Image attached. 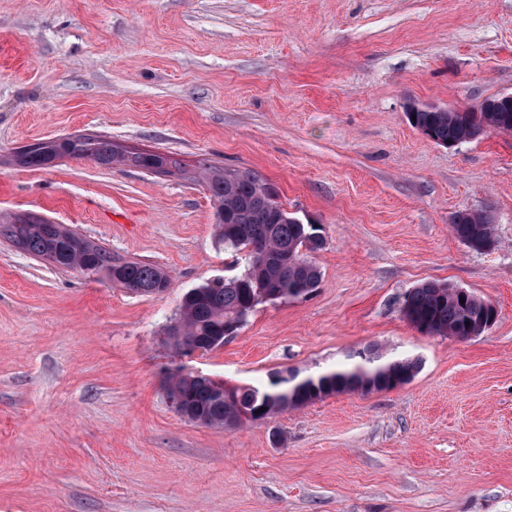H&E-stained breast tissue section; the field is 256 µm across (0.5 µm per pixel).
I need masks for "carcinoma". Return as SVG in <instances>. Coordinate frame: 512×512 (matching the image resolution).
<instances>
[{"mask_svg":"<svg viewBox=\"0 0 512 512\" xmlns=\"http://www.w3.org/2000/svg\"><path fill=\"white\" fill-rule=\"evenodd\" d=\"M409 116L416 117L413 127L436 144L452 148L489 130L512 132V99L488 98L478 111L426 107ZM84 145L99 166L129 165L145 171L165 163L168 174L204 186L215 205L219 240L224 250L240 257L243 270L194 288L184 296L177 322L183 345L210 352L223 345L219 338L236 334L268 297H299L318 287L321 272L311 259V254L324 246L318 226L288 212L276 190L256 172L226 170L208 159L199 160L189 171L170 154L125 153L105 138H90ZM60 156L59 145L48 140L39 143L36 155L28 159L16 156L10 163L22 168H45ZM451 228L456 238L472 250L489 249L496 243L493 224L483 212L458 211ZM0 238L57 269L103 273L135 293L164 292L170 285L161 268L116 259L103 246L65 228L52 233L45 223L21 225L15 216H0ZM489 305L471 292L461 294L447 284L424 282L407 294L403 312L412 325L431 335H479L490 320ZM351 358V362L306 375L297 370L275 372L266 383L232 386L224 393L209 378L181 367L169 372L165 385L184 397L189 411L208 425L238 426L331 395L390 390L398 380L413 379L420 368L418 359L392 356L377 345H369ZM261 407L265 411H259Z\"/></svg>","mask_w":512,"mask_h":512,"instance_id":"carcinoma-1","label":"carcinoma"}]
</instances>
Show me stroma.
Wrapping results in <instances>:
<instances>
[{
	"label": "stroma",
	"instance_id": "obj_1",
	"mask_svg": "<svg viewBox=\"0 0 512 512\" xmlns=\"http://www.w3.org/2000/svg\"><path fill=\"white\" fill-rule=\"evenodd\" d=\"M502 94L512 0H0V214L171 280L140 295L0 238V512H512V133L447 148L407 118ZM78 134L255 171L320 226L318 287L180 356L184 294L238 272L209 195L9 163ZM461 210L492 218L494 247L454 236ZM427 281L490 301L495 323L418 332L403 304ZM372 343L419 359L413 380L240 428L181 417L164 385L178 365L230 386L309 374Z\"/></svg>",
	"mask_w": 512,
	"mask_h": 512
}]
</instances>
